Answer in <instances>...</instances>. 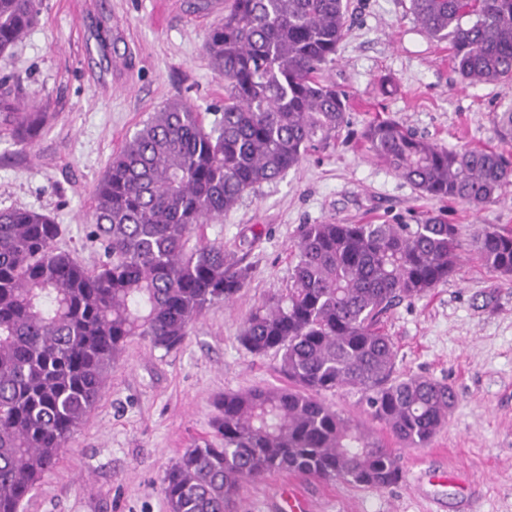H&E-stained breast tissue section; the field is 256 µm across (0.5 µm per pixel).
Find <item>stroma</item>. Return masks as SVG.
<instances>
[{"instance_id": "obj_1", "label": "stroma", "mask_w": 512, "mask_h": 512, "mask_svg": "<svg viewBox=\"0 0 512 512\" xmlns=\"http://www.w3.org/2000/svg\"><path fill=\"white\" fill-rule=\"evenodd\" d=\"M350 19L327 80L349 99L348 123L327 148L261 184L194 239L222 245L252 268L230 303L207 308L168 352L133 339L96 406L23 512H167L165 468L214 437L216 399L283 385L275 353L254 356L237 336L251 312L285 293L291 246L305 224H416L443 214L465 247L455 273L385 318L397 374L450 385L447 426L423 448L392 444L404 472L385 489L274 473L244 482L240 512H282L291 486L309 512H512V282L470 245L487 225L512 229V191L476 209L421 194L369 152L361 133L395 119L439 146L512 153L498 115L512 82L469 84L447 44L429 39L409 0H349ZM224 0H44L30 35L0 55L25 98L46 114L23 142L0 127V210L27 209L60 224L58 247L91 269L104 253L90 221L113 157L152 112L183 100L212 123L224 81L203 50Z\"/></svg>"}]
</instances>
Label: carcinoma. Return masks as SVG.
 I'll return each mask as SVG.
<instances>
[{
	"instance_id": "1",
	"label": "carcinoma",
	"mask_w": 512,
	"mask_h": 512,
	"mask_svg": "<svg viewBox=\"0 0 512 512\" xmlns=\"http://www.w3.org/2000/svg\"><path fill=\"white\" fill-rule=\"evenodd\" d=\"M43 0H0V55L27 37ZM423 32L449 45L471 84L512 81V0H410ZM348 0H224L204 51L224 77V107L205 127L171 102L127 140L99 182L91 214L105 261L85 268L56 247L61 226L0 210V512H21L70 451L112 365L134 338L179 349L209 306L250 277L215 244L187 248L198 224L224 217L256 187L298 167L345 128L348 98L324 76L348 22ZM0 78V125L23 141L45 115ZM368 150L422 194L482 207L512 186V159L448 150L391 119L371 122ZM484 262L512 278V231L477 237ZM462 243L439 216L421 224H307L292 246L287 293L255 308L239 343L280 354L285 387L226 393L216 442L188 448L164 472L168 512H234L242 483L296 472L374 488L403 478L391 449L323 395L360 389L392 439L424 446L448 420L454 389L395 374L382 319L448 281Z\"/></svg>"
}]
</instances>
